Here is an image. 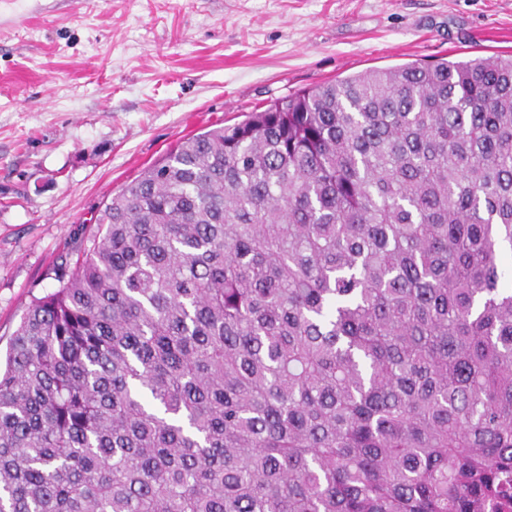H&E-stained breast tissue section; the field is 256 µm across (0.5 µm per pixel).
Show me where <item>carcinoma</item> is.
<instances>
[{
  "mask_svg": "<svg viewBox=\"0 0 512 512\" xmlns=\"http://www.w3.org/2000/svg\"><path fill=\"white\" fill-rule=\"evenodd\" d=\"M0 371V512H499L512 54L370 69L179 142Z\"/></svg>",
  "mask_w": 512,
  "mask_h": 512,
  "instance_id": "cac0c4a2",
  "label": "carcinoma"
}]
</instances>
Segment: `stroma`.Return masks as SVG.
Returning <instances> with one entry per match:
<instances>
[{"label": "stroma", "mask_w": 512, "mask_h": 512, "mask_svg": "<svg viewBox=\"0 0 512 512\" xmlns=\"http://www.w3.org/2000/svg\"><path fill=\"white\" fill-rule=\"evenodd\" d=\"M512 53V0H0V355L112 196L313 85Z\"/></svg>", "instance_id": "obj_1"}]
</instances>
